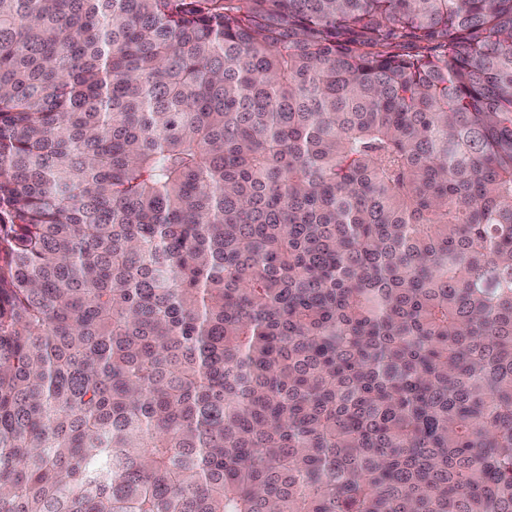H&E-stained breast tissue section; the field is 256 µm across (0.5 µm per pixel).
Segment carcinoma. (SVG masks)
Returning <instances> with one entry per match:
<instances>
[{
    "mask_svg": "<svg viewBox=\"0 0 512 512\" xmlns=\"http://www.w3.org/2000/svg\"><path fill=\"white\" fill-rule=\"evenodd\" d=\"M0 512H512V0H0Z\"/></svg>",
    "mask_w": 512,
    "mask_h": 512,
    "instance_id": "1",
    "label": "carcinoma"
}]
</instances>
